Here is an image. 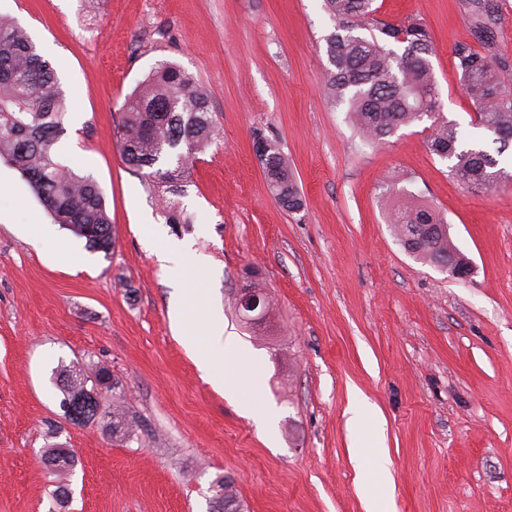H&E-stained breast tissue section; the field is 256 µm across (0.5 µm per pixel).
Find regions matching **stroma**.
I'll list each match as a JSON object with an SVG mask.
<instances>
[{
    "mask_svg": "<svg viewBox=\"0 0 512 512\" xmlns=\"http://www.w3.org/2000/svg\"><path fill=\"white\" fill-rule=\"evenodd\" d=\"M375 6L380 21L425 24L445 117L508 180L458 184L421 122L364 140L325 94L335 22L323 0H0L56 71L69 101L56 154L100 185L116 237L110 253L89 249L0 160V512H51L42 457L56 446L76 460L61 512H210L219 476L241 512H365L360 489L380 463L391 512H512V147L476 126L459 85L454 52L477 44L469 0ZM163 61L207 93L220 132L174 193L132 172L113 135ZM258 133L287 157L301 211L271 196ZM389 184L445 215L466 279L404 249L385 218ZM148 224L190 241L201 264L161 268ZM254 279L269 307L248 322L237 303ZM195 292L245 352L235 397L172 327ZM63 365L97 389L101 417L66 418ZM101 370L110 387L97 388ZM354 389L376 411L357 429ZM245 400L276 407L271 431L241 415ZM116 402L132 425L120 441L106 418Z\"/></svg>",
    "mask_w": 512,
    "mask_h": 512,
    "instance_id": "obj_1",
    "label": "stroma"
}]
</instances>
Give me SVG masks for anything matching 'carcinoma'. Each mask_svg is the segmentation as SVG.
Wrapping results in <instances>:
<instances>
[{"label": "carcinoma", "mask_w": 512, "mask_h": 512, "mask_svg": "<svg viewBox=\"0 0 512 512\" xmlns=\"http://www.w3.org/2000/svg\"><path fill=\"white\" fill-rule=\"evenodd\" d=\"M324 2L335 20L327 38L333 66L327 90L333 100L348 102L352 122L363 137L378 143L399 127L427 118L428 150L448 161L451 178L471 187L497 185L504 175L496 169L497 160L476 145H463L457 124L442 113L426 28L415 20L395 26L375 19L374 0ZM471 7L475 36L484 51L458 46L456 70L462 90L476 106V125L497 136L501 154L512 145V82L490 54L495 37L492 6L471 0ZM373 28L403 50L364 34ZM67 112L50 62L25 29L0 16V157L26 177L57 224L108 254L114 239L101 188L57 159L55 145L64 134ZM114 135L131 169L175 188L190 173L197 154L217 140L208 95L173 63L159 64L126 98ZM256 138L265 144L263 169L271 194L287 210H300L302 196L288 162L274 142L260 134ZM387 219L414 258L452 277L468 275V263L451 242L441 213L403 192L389 206ZM58 386L68 402L86 391L85 380L68 372L60 374ZM109 418L112 435L126 438L130 423L120 406L113 407ZM44 461L56 473L75 465L64 448L47 449ZM212 484L213 512H240L234 481L219 476Z\"/></svg>", "instance_id": "obj_1"}]
</instances>
